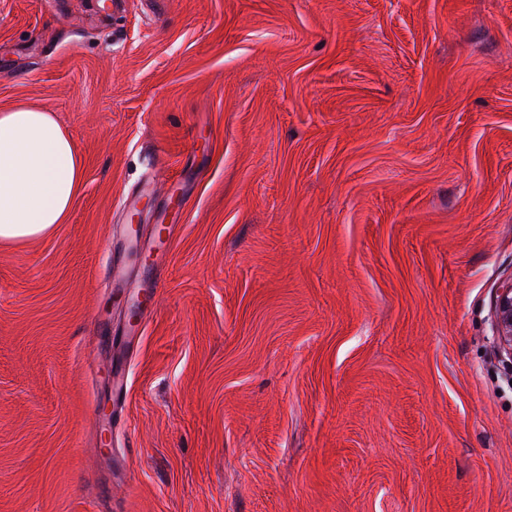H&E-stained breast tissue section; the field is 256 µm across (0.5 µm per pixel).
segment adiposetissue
Masks as SVG:
<instances>
[{
    "label": "adipose tissue",
    "mask_w": 512,
    "mask_h": 512,
    "mask_svg": "<svg viewBox=\"0 0 512 512\" xmlns=\"http://www.w3.org/2000/svg\"><path fill=\"white\" fill-rule=\"evenodd\" d=\"M82 180V157L52 112L26 104L0 111V241L65 223Z\"/></svg>",
    "instance_id": "adipose-tissue-1"
}]
</instances>
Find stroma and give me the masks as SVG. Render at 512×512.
I'll return each mask as SVG.
<instances>
[{
	"label": "stroma",
	"instance_id": "obj_1",
	"mask_svg": "<svg viewBox=\"0 0 512 512\" xmlns=\"http://www.w3.org/2000/svg\"><path fill=\"white\" fill-rule=\"evenodd\" d=\"M83 158L0 243V512H512V0H0ZM176 229L98 451L122 208Z\"/></svg>",
	"mask_w": 512,
	"mask_h": 512
}]
</instances>
